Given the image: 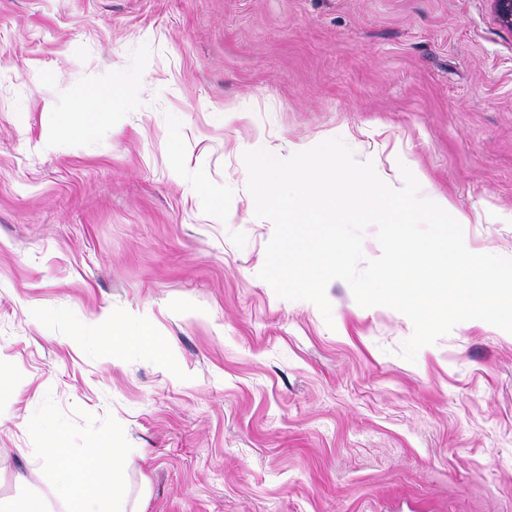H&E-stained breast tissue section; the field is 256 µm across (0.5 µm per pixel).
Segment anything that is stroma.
Returning <instances> with one entry per match:
<instances>
[{
  "label": "stroma",
  "mask_w": 512,
  "mask_h": 512,
  "mask_svg": "<svg viewBox=\"0 0 512 512\" xmlns=\"http://www.w3.org/2000/svg\"><path fill=\"white\" fill-rule=\"evenodd\" d=\"M110 102L67 144L72 104ZM237 114H230V107ZM341 138L512 257V31L489 0H0V500L126 454L139 512H512V333L258 276L240 143ZM139 319L141 346L112 340Z\"/></svg>",
  "instance_id": "stroma-1"
}]
</instances>
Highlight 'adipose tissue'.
Instances as JSON below:
<instances>
[{"instance_id": "1", "label": "adipose tissue", "mask_w": 512, "mask_h": 512, "mask_svg": "<svg viewBox=\"0 0 512 512\" xmlns=\"http://www.w3.org/2000/svg\"><path fill=\"white\" fill-rule=\"evenodd\" d=\"M122 455L119 448L98 449L89 469L83 471L56 446L44 449L43 460L56 475L54 494L63 501L66 512H97L101 506L108 512H130L128 497L115 480Z\"/></svg>"}]
</instances>
